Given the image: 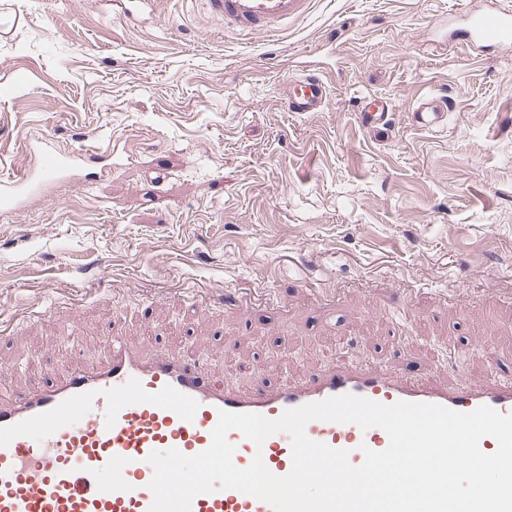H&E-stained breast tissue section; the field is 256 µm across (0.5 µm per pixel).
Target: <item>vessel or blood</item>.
<instances>
[{
    "instance_id": "b4317fda",
    "label": "vessel or blood",
    "mask_w": 512,
    "mask_h": 512,
    "mask_svg": "<svg viewBox=\"0 0 512 512\" xmlns=\"http://www.w3.org/2000/svg\"><path fill=\"white\" fill-rule=\"evenodd\" d=\"M207 5L225 29L252 33L280 28L303 14L308 0H207ZM459 33L481 48L511 47L512 13L496 8L461 12ZM328 99L324 75L311 68L289 82L283 107L319 112ZM393 110L387 98L366 96L359 101L357 119L381 136L392 127ZM412 118L418 127L434 130L445 124L446 108L427 94L413 102ZM27 147L38 154V166L0 177L1 210L20 208L45 181L69 177L81 165L80 153H60L46 141ZM108 350L103 366L76 365L28 391L0 398V512H149L153 494L148 484L154 474L149 455L171 448L186 455L204 451L222 410L274 420L285 410L351 394L382 404L434 403L463 413L486 405L512 414V377L497 369L480 385L448 384L340 360L295 381L265 378L241 394L171 347L144 359L115 333ZM306 433L348 450L355 465L363 461L362 447L381 451L389 443L383 429L363 430L351 423L314 420ZM228 439L236 447L237 467H247L259 454L275 475L292 468L287 434H274L260 447L235 430ZM190 512L274 510L251 495L218 489L196 495Z\"/></svg>"
}]
</instances>
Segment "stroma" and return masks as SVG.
Returning <instances> with one entry per match:
<instances>
[{"mask_svg": "<svg viewBox=\"0 0 512 512\" xmlns=\"http://www.w3.org/2000/svg\"><path fill=\"white\" fill-rule=\"evenodd\" d=\"M486 6L310 0L247 34L205 0H0V173L33 165L37 135L111 164L0 210V381L103 362L114 327L243 392L339 356L470 384L488 353L512 369V48L451 38ZM314 66L326 107L283 111ZM429 92L436 132L409 111ZM367 94L395 106L389 139L356 121ZM412 118L418 127L435 130L446 123V107L434 95H423L412 103Z\"/></svg>", "mask_w": 512, "mask_h": 512, "instance_id": "stroma-1", "label": "stroma"}]
</instances>
